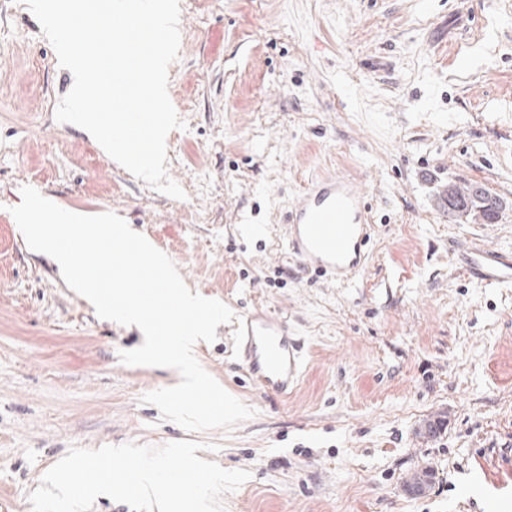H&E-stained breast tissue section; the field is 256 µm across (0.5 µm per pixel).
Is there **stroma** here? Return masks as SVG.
Here are the masks:
<instances>
[{
    "instance_id": "35a3bbf8",
    "label": "stroma",
    "mask_w": 512,
    "mask_h": 512,
    "mask_svg": "<svg viewBox=\"0 0 512 512\" xmlns=\"http://www.w3.org/2000/svg\"><path fill=\"white\" fill-rule=\"evenodd\" d=\"M167 137L175 200L79 127L55 119L71 73L24 0H0V512L71 446L217 444L202 459L251 477L225 512H512V288L456 269L478 237L512 248V0H181ZM355 179L374 225L345 287L289 254L308 183ZM485 184L498 223H455L448 181ZM62 208L113 212L192 291L239 316L282 312L305 358L288 401L254 388L233 330L195 356L255 409L233 431L186 432L144 393L177 371L127 366L142 334L97 316L10 209L22 186ZM430 471L425 492L407 479Z\"/></svg>"
}]
</instances>
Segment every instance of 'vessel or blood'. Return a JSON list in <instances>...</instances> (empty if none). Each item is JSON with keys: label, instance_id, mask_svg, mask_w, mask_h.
Returning <instances> with one entry per match:
<instances>
[{"label": "vessel or blood", "instance_id": "vessel-or-blood-1", "mask_svg": "<svg viewBox=\"0 0 512 512\" xmlns=\"http://www.w3.org/2000/svg\"><path fill=\"white\" fill-rule=\"evenodd\" d=\"M288 247L302 267L345 286L363 270L371 239L365 197L352 180L330 176L304 188L288 215ZM459 270L484 286L512 288V249L478 239L458 246ZM240 359L253 385L285 401L303 376L288 320L267 308L248 313Z\"/></svg>", "mask_w": 512, "mask_h": 512}]
</instances>
